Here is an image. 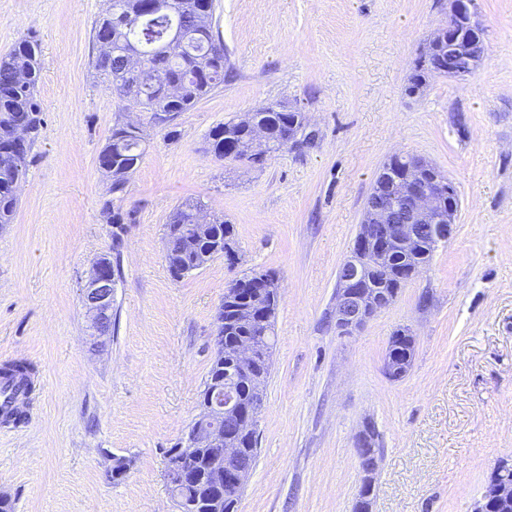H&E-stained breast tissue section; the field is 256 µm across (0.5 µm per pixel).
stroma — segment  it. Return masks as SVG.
Returning a JSON list of instances; mask_svg holds the SVG:
<instances>
[{
    "label": "stroma",
    "instance_id": "35a3bbf8",
    "mask_svg": "<svg viewBox=\"0 0 512 512\" xmlns=\"http://www.w3.org/2000/svg\"><path fill=\"white\" fill-rule=\"evenodd\" d=\"M215 3L224 83L156 123L92 68L109 0H0V54L37 36L43 118L0 224V367H35L23 421H0V496L12 512H177L165 452L199 413L226 287L256 270L275 275L280 302L238 512H353L369 425L381 448L371 512H474L512 461V0H475L481 66L432 76L414 97L405 88L448 0ZM270 104L302 109L307 145L260 167L207 152L214 126ZM119 123L140 124L146 146L115 198L98 154ZM397 153L453 182L457 221L429 267L342 336L337 272ZM187 200L232 224L237 263L172 277L166 225ZM108 206L122 225L106 223ZM104 255L112 330L94 348L82 289ZM402 327L416 346L395 380L384 359ZM116 456L131 462L117 481Z\"/></svg>",
    "mask_w": 512,
    "mask_h": 512
}]
</instances>
